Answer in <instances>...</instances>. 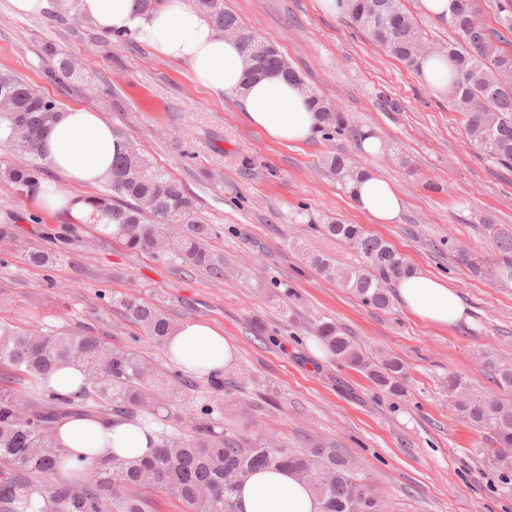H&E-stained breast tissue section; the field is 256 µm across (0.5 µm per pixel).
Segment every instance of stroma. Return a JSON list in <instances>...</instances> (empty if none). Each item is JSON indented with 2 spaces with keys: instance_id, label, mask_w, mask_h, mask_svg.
I'll list each match as a JSON object with an SVG mask.
<instances>
[{
  "instance_id": "obj_1",
  "label": "stroma",
  "mask_w": 512,
  "mask_h": 512,
  "mask_svg": "<svg viewBox=\"0 0 512 512\" xmlns=\"http://www.w3.org/2000/svg\"><path fill=\"white\" fill-rule=\"evenodd\" d=\"M225 9L275 44L310 89L348 113L355 134L316 135L298 146L269 141L247 125L233 96L196 86L187 62L155 55L142 43L109 40L75 21L51 24L47 14L19 17L0 0V69L22 74L62 107L98 112L154 164L180 181L208 223L223 234L216 250L224 275L133 252L93 224H79L66 256L49 267L28 260L54 251L51 233L67 213L38 212L33 199L0 183V223L15 240L0 242V323L45 334H90L123 349L147 351L158 371L174 369L166 347L108 301L136 294L164 306L177 322L205 321L238 348L239 381L217 418V430L249 425L256 438L293 450L319 440L352 456L378 501L379 512H512V493L488 450L490 434L459 420L448 404V374L478 391L498 388L483 352L512 359V288L474 276L449 242L470 252L490 247L484 219L512 229V168L481 153L464 117L447 97L352 28L347 15L324 13L319 0H224ZM83 62L58 75L61 57ZM397 108L382 110L381 97ZM382 151L363 153L361 132ZM344 154L402 193L395 223L378 224L342 190L325 159ZM340 219L391 244L410 265L447 278L470 311L451 328L423 323L399 303L362 306L303 260L306 251L350 263L349 246L310 236L308 221ZM331 321L361 347L402 359L406 392L379 391L361 372L333 356L315 360L316 327ZM163 396L154 418L162 428L191 434L190 420L169 412L195 409L207 379Z\"/></svg>"
}]
</instances>
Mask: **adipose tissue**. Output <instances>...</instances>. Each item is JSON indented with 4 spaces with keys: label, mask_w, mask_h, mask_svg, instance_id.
<instances>
[{
    "label": "adipose tissue",
    "mask_w": 512,
    "mask_h": 512,
    "mask_svg": "<svg viewBox=\"0 0 512 512\" xmlns=\"http://www.w3.org/2000/svg\"><path fill=\"white\" fill-rule=\"evenodd\" d=\"M15 14L33 15L46 10L80 14L105 34L143 43L168 60L185 61L195 85L208 92L237 98L245 122L278 144H303L320 128L317 112L305 91L281 73L246 81L248 59L236 41L227 39L192 6L189 0H163L137 10L133 0H10ZM127 149L111 124L99 113L82 107L59 112L44 138L51 166L77 185L108 182L112 160ZM357 209L375 223H394L404 202L394 185L377 173L366 172L354 185ZM395 291L403 309L435 326L452 327L468 320L467 307L446 279L412 267L398 280ZM167 349L186 372L208 375L233 366L234 342L223 330L198 321L178 324ZM156 425L141 420L112 422L97 414H78L55 428V438L72 455L68 467L103 461L143 458L156 445ZM237 512H321L312 488L293 471L267 468L256 471L236 492Z\"/></svg>",
    "instance_id": "obj_1"
}]
</instances>
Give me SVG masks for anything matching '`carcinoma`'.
Returning a JSON list of instances; mask_svg holds the SVG:
<instances>
[{
    "instance_id": "cac0c4a2",
    "label": "carcinoma",
    "mask_w": 512,
    "mask_h": 512,
    "mask_svg": "<svg viewBox=\"0 0 512 512\" xmlns=\"http://www.w3.org/2000/svg\"><path fill=\"white\" fill-rule=\"evenodd\" d=\"M220 31L236 28L239 44L251 69L246 79L256 80L278 71L291 81H304L272 44L256 52L258 37L236 14L224 9V0H192ZM347 13L354 25L406 67L417 68L421 55L419 28L401 0H347ZM489 0H457L446 20L450 33L443 54L450 62V93L454 109L464 116L465 132L473 144L496 163L512 165V51L499 45L503 34L490 31L481 15ZM7 83L0 82V145L28 157L25 164L0 169V181L19 196L50 193L45 182L46 159L43 137L61 111L58 103L9 69ZM320 117L321 131L337 135L351 122L322 96L308 91ZM28 131L24 140L13 137L14 127ZM343 189L350 188L356 168L350 158L336 154L326 159ZM112 223V237L126 248L155 251L158 241L177 225L166 240L168 254L183 267L202 268L224 275V262L207 241L222 228L205 222L196 202L183 186L158 170L137 150H127L112 161V179L107 189L82 198ZM307 229L349 243L361 265L342 268L321 254L308 256L317 272L353 292L365 305L384 310L392 303V283L410 269L406 259L383 239L367 234L358 224L332 220L309 224ZM494 250L489 255L463 253L462 261L481 276L491 265L497 276L512 279V231L497 224L486 225ZM112 303L138 324L157 345L166 344L175 324L160 308L132 294L112 296ZM318 337L337 360L356 369L380 390L394 396L405 392L407 372L396 357L379 359L368 355L352 337L333 323L316 328ZM79 363L85 371L84 405L117 419L149 413L156 385L146 355L111 347L92 335H51L15 331L0 325V365L46 380L62 366ZM484 365L493 370L498 387L512 391V363L484 354ZM14 380L0 375V512H32V496L39 494V512H145L138 494L143 487H156L177 498L184 512H236L234 494L250 474L270 467L293 470L314 490L321 512H377L378 503L362 483L346 456L323 444L291 451L265 440L253 441L241 434L215 431L213 414L222 412L229 390L237 382L217 373L207 377L208 398L195 409L194 434L183 436L160 431L152 458L104 462L85 471L71 472V481H47L70 455L53 437L55 425L76 413L71 397L44 394L38 404L19 412ZM448 403L455 414L477 430L491 434V449L497 468L512 491V400L477 393L462 377L450 375Z\"/></svg>"
}]
</instances>
